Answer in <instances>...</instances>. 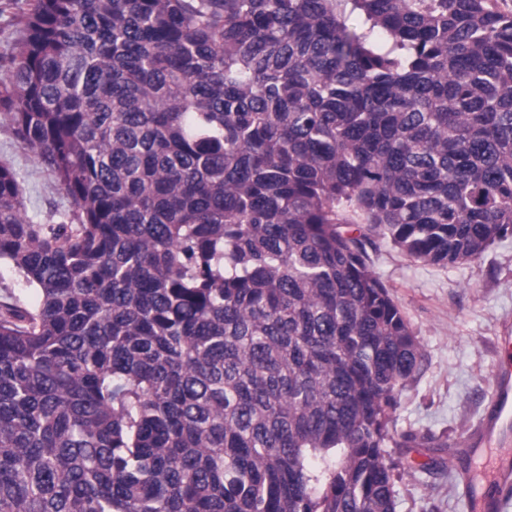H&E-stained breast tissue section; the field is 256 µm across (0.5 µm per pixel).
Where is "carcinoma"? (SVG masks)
<instances>
[{"instance_id": "1", "label": "carcinoma", "mask_w": 512, "mask_h": 512, "mask_svg": "<svg viewBox=\"0 0 512 512\" xmlns=\"http://www.w3.org/2000/svg\"><path fill=\"white\" fill-rule=\"evenodd\" d=\"M0 127V512H395L420 343L367 247L512 235L499 0H27ZM0 164L16 171L26 214L34 222L46 224L55 210L72 207L71 201L56 190L53 178L6 128H0Z\"/></svg>"}]
</instances>
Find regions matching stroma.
I'll list each match as a JSON object with an SVG mask.
<instances>
[{
	"mask_svg": "<svg viewBox=\"0 0 512 512\" xmlns=\"http://www.w3.org/2000/svg\"><path fill=\"white\" fill-rule=\"evenodd\" d=\"M0 164L16 171L34 222L46 223L52 212L70 208L53 178L4 128ZM371 257L423 353L421 371L393 415L398 433L416 437L410 447L392 451L396 512H474L457 478L458 460L427 438L466 442L490 408L497 338L512 330V236L453 267L414 260L386 243Z\"/></svg>",
	"mask_w": 512,
	"mask_h": 512,
	"instance_id": "35a3bbf8",
	"label": "stroma"
}]
</instances>
